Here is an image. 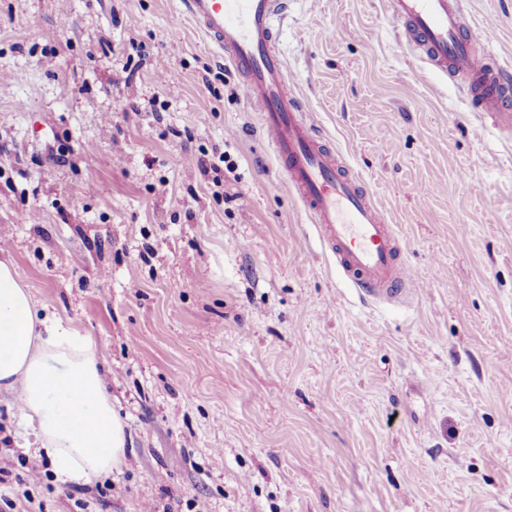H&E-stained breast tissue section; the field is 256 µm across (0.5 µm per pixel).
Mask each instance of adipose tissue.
<instances>
[{"label": "adipose tissue", "instance_id": "ef3b65f1", "mask_svg": "<svg viewBox=\"0 0 512 512\" xmlns=\"http://www.w3.org/2000/svg\"><path fill=\"white\" fill-rule=\"evenodd\" d=\"M17 392L56 476L87 484L125 460L126 425L112 407L94 346L72 325L39 315L10 254L0 255V390Z\"/></svg>", "mask_w": 512, "mask_h": 512}]
</instances>
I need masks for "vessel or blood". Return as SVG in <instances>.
<instances>
[{"label": "vessel or blood", "instance_id": "b4317fda", "mask_svg": "<svg viewBox=\"0 0 512 512\" xmlns=\"http://www.w3.org/2000/svg\"><path fill=\"white\" fill-rule=\"evenodd\" d=\"M183 13L242 81L247 103L260 114L276 161L309 212L320 237L357 293L399 298L408 278L397 259L392 225L341 154L302 117L303 105L284 76L274 19L286 0H182ZM406 46L431 69L469 79L477 115L512 134V69L481 55L493 28L464 26L458 0H388Z\"/></svg>", "mask_w": 512, "mask_h": 512}]
</instances>
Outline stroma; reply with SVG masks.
Listing matches in <instances>:
<instances>
[{
    "mask_svg": "<svg viewBox=\"0 0 512 512\" xmlns=\"http://www.w3.org/2000/svg\"><path fill=\"white\" fill-rule=\"evenodd\" d=\"M181 7L0 0V237L38 309L91 337L129 432L118 471L65 483L1 393L0 505L512 512V140L387 0H288L286 77L419 285L361 299ZM461 9L512 66V0Z\"/></svg>",
    "mask_w": 512,
    "mask_h": 512,
    "instance_id": "obj_1",
    "label": "stroma"
}]
</instances>
